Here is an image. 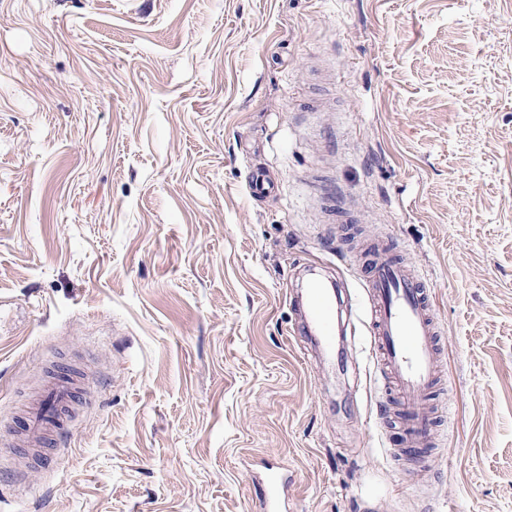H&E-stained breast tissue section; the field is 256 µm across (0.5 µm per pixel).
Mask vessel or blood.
Segmentation results:
<instances>
[{
  "instance_id": "obj_1",
  "label": "vessel or blood",
  "mask_w": 512,
  "mask_h": 512,
  "mask_svg": "<svg viewBox=\"0 0 512 512\" xmlns=\"http://www.w3.org/2000/svg\"><path fill=\"white\" fill-rule=\"evenodd\" d=\"M361 286L368 313L366 328L385 394L380 409L403 431V442L393 454L404 459L420 451L433 434L435 417L429 398L444 378L434 302L417 272L393 258L383 245L376 247ZM336 303L328 284L317 277L309 279L295 299L302 329L325 356L334 354L340 334ZM78 384L69 375L52 376L39 397L25 407L20 436L25 447L36 452L47 440L63 437ZM260 509L280 512L277 474L266 478Z\"/></svg>"
}]
</instances>
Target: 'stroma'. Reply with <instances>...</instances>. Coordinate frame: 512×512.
<instances>
[{"label": "stroma", "mask_w": 512, "mask_h": 512, "mask_svg": "<svg viewBox=\"0 0 512 512\" xmlns=\"http://www.w3.org/2000/svg\"><path fill=\"white\" fill-rule=\"evenodd\" d=\"M364 236L443 332L419 468ZM307 266L347 279L340 358L294 333ZM267 461L290 512H512V0H0V512H256ZM79 380L69 375L53 374L39 397L22 412L24 430L20 442L37 454L47 440L62 439L66 418L76 400Z\"/></svg>", "instance_id": "1"}]
</instances>
